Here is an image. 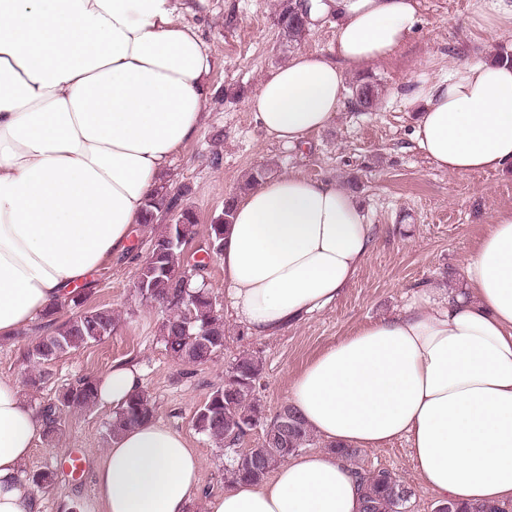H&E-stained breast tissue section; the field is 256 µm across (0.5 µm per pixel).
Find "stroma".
Here are the masks:
<instances>
[{
  "label": "stroma",
  "instance_id": "stroma-1",
  "mask_svg": "<svg viewBox=\"0 0 512 512\" xmlns=\"http://www.w3.org/2000/svg\"><path fill=\"white\" fill-rule=\"evenodd\" d=\"M279 0H189L186 22L197 27L214 61L209 76L207 118L197 137L172 160L163 180L183 189L181 203L196 213L195 235L185 248L186 263L206 257L201 276L224 317V350L203 365L174 359L161 339L168 312L140 301L132 283L150 251L158 227L142 228L136 259L119 257L94 271L86 281L87 306H111L116 326L111 336L72 351L50 366L51 379L41 388L25 383L23 353L52 324L64 322L70 307L53 320L37 319L18 336L0 339V375L20 382L21 393L34 409L56 402L80 378L98 376L118 361L135 362L144 374V388L154 416L186 435L202 458L201 490L188 512H205L209 499L223 493L231 452L220 449L193 423L195 411L223 385L235 361L244 355L261 364L254 392L266 418L287 401L288 385L329 344L360 327L401 311L416 290L449 288L457 283L463 262L489 233L496 211L512 207V171L448 175L434 167L410 139L412 112L395 93L418 73H430L484 56L507 41L504 33L473 27L475 0H418L421 23L409 42L389 59L349 72L344 104L335 121L312 133L306 145L287 147L267 139L247 108L263 77L295 50L334 55L331 24L287 46L276 23ZM367 78L379 90L369 112L355 105L352 87ZM266 165L271 176L291 170L352 189L363 202L370 223L377 226L376 244L343 293L329 306L278 335H249L232 317L224 294V266L207 257V230L221 214L224 199L247 188L250 171ZM113 411L94 406L67 409L61 429L40 436L26 465L27 472L50 470L53 483L40 489L42 512H62L76 504L80 512H102L95 494V466L112 438ZM77 449L84 458L81 474L63 465L64 452ZM361 471L386 470L412 492L410 512H435L437 497L420 483L405 441L360 450L351 462Z\"/></svg>",
  "mask_w": 512,
  "mask_h": 512
}]
</instances>
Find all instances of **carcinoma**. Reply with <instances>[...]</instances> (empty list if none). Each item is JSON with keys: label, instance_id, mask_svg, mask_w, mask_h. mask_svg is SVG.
Listing matches in <instances>:
<instances>
[{"label": "carcinoma", "instance_id": "cac0c4a2", "mask_svg": "<svg viewBox=\"0 0 512 512\" xmlns=\"http://www.w3.org/2000/svg\"><path fill=\"white\" fill-rule=\"evenodd\" d=\"M278 25L284 38L293 42L305 33L303 17L295 0H280ZM358 107L370 111L378 98V89L370 82L355 87ZM184 192L165 183L159 184L148 197L141 223L150 226L175 214L163 225L152 242L151 259L143 262L137 273L140 287L136 295L143 301L156 302L170 310L162 325V340L172 356L187 364H205L224 349V319L216 309L209 291L186 288L185 284L205 268L199 261L194 268L184 264L183 248L194 235V212L180 204ZM235 197L224 199V211L215 217L208 229L210 250L217 255L224 239V228L231 223ZM85 291H78L62 301L72 308V315L54 331L31 344L25 359L32 366L27 383L40 388L49 376V365L69 353L99 342L112 335L116 317L112 308L85 307ZM261 373L258 360L240 357L228 370L224 385L214 389L195 413L196 428L219 446L234 449L248 432L263 427L261 442L254 448L235 453L230 468V484L259 483L286 462L299 449L312 442V433L293 407L286 404L269 421L254 398V383ZM97 379L86 377L68 388L60 404L50 403L42 408L45 434L59 431L60 408H86L96 404ZM150 396L140 391L115 411L110 431L116 436L123 430L142 424L153 417ZM362 490V512H408L411 491L385 471L359 473ZM435 512H509L507 506L489 503L466 506L448 501Z\"/></svg>", "mask_w": 512, "mask_h": 512}]
</instances>
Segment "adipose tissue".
Instances as JSON below:
<instances>
[{
	"label": "adipose tissue",
	"mask_w": 512,
	"mask_h": 512,
	"mask_svg": "<svg viewBox=\"0 0 512 512\" xmlns=\"http://www.w3.org/2000/svg\"><path fill=\"white\" fill-rule=\"evenodd\" d=\"M181 0H0V337L14 335L133 247L142 208L199 132L213 60ZM308 29L335 18V56L292 54L247 107L297 146L342 106L346 75L389 58L420 22L417 0H298ZM411 136L441 171L512 170V62L476 59L401 89ZM458 284L359 328L291 380L288 402L324 450L297 455L207 512H360L334 445L407 439L439 502H512V208ZM360 201L298 172L238 196L219 258L235 320L277 335L322 310L375 244ZM120 408L143 387L132 362L98 381ZM44 421L0 376V512H38L25 464ZM202 460L159 420L121 432L95 470L104 512H188Z\"/></svg>",
	"instance_id": "adipose-tissue-1"
}]
</instances>
